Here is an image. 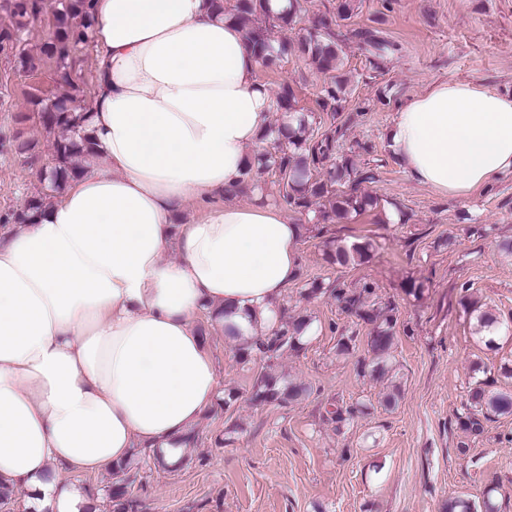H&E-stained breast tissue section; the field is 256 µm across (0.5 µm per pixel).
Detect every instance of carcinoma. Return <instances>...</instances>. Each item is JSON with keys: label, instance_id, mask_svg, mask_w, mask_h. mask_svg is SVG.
Segmentation results:
<instances>
[{"label": "carcinoma", "instance_id": "cac0c4a2", "mask_svg": "<svg viewBox=\"0 0 512 512\" xmlns=\"http://www.w3.org/2000/svg\"><path fill=\"white\" fill-rule=\"evenodd\" d=\"M10 2L12 13L19 21L11 29H0L1 51L21 40L27 21L35 20L41 14L44 0ZM90 2L62 0L61 9L55 15L54 29L40 48L41 54L63 60L70 47L89 40ZM213 7L239 20L263 67L276 69L294 55L308 59L318 72L325 75L317 105L320 111L330 114V125H315L312 114H300L298 123H292L295 114H299L297 96L290 84L282 85L275 97L276 111L282 113V122L266 128L261 136L263 146L253 155L244 173L251 188L261 189L255 180L257 174L268 173L277 177L282 185L283 202L313 227L355 218L377 208L380 205L378 197L363 189L364 184L375 181V172L358 166L356 162L360 154L372 152V145L357 142L349 152L340 151L348 124L360 113L349 111L347 80L335 75V71L341 65L350 40L370 56V63L375 67L387 56L399 53L401 46L384 39L375 29L352 27V18L360 8L359 0H338L336 12L323 15L311 24L305 23L300 0H292V6L278 14L270 11L268 0H235L230 10L225 0H213ZM277 32H289L291 37L277 40L274 37ZM37 119L47 131L57 129L61 132L55 142V165L45 177L50 190L61 194L69 181L81 174V166L75 158L83 149L92 148L86 132L90 115L86 112L83 96L75 92L37 113ZM43 206L42 197H33L23 209L0 220L5 224H26ZM372 249L369 241L351 246L339 245L333 240L326 242L327 259L340 266H357L368 261ZM326 293L334 296L343 313L356 316L371 326L367 336L370 358L358 361L359 375L374 377L390 372L393 369L391 350L397 324L394 305L372 300L374 286L370 283L349 288L340 282H313L305 289L309 298ZM472 311L477 313L476 333L499 329L496 317L478 311L475 305ZM310 329V317L292 316L287 321H279V326L270 335L243 341L233 325L224 326L225 335L235 341L238 362L264 361L249 396L251 403L284 405L309 394L311 387L302 381L282 383V377L275 373L274 367L285 356L303 349L307 342L305 333ZM360 412L362 409L358 403L345 408L340 406L333 412V420L346 425ZM505 414H512V392L494 391L486 381L475 380L465 403L463 425L478 432L481 418ZM107 506L111 512H137L138 503L131 498L125 482L118 480L107 491ZM480 508L485 512L496 510L489 498L484 499L479 507L468 499L452 497L444 505L443 512H478Z\"/></svg>", "mask_w": 512, "mask_h": 512}]
</instances>
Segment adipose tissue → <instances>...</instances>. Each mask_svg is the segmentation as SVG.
<instances>
[{
  "mask_svg": "<svg viewBox=\"0 0 512 512\" xmlns=\"http://www.w3.org/2000/svg\"><path fill=\"white\" fill-rule=\"evenodd\" d=\"M93 154L60 201L0 226V481L27 512H98L70 478L162 450L221 396L196 324L273 328L302 229L242 193L275 104L240 24L210 0H92ZM391 148L417 184L467 198L512 175V94L434 82ZM202 216L176 217L186 203Z\"/></svg>",
  "mask_w": 512,
  "mask_h": 512,
  "instance_id": "adipose-tissue-1",
  "label": "adipose tissue"
}]
</instances>
